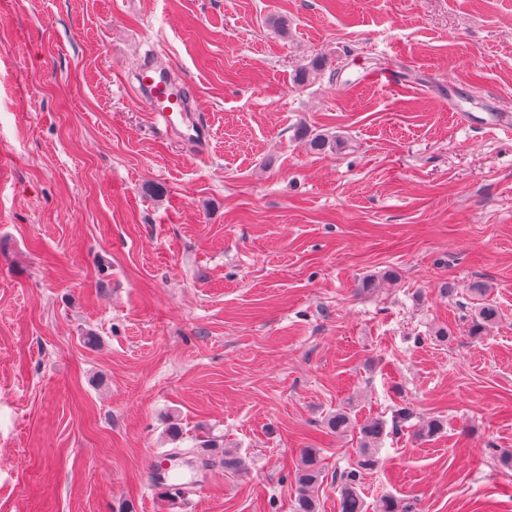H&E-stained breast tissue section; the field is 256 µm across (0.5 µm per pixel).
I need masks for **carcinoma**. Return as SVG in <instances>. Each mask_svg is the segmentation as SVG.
Instances as JSON below:
<instances>
[{
    "label": "carcinoma",
    "instance_id": "1",
    "mask_svg": "<svg viewBox=\"0 0 512 512\" xmlns=\"http://www.w3.org/2000/svg\"><path fill=\"white\" fill-rule=\"evenodd\" d=\"M499 319L498 309L490 304L476 307L471 317V335L478 336ZM384 434L383 423L370 422L362 427L360 447L356 458L349 468L336 475L339 492V512H367L364 500L359 495L358 487L361 474L373 469L377 463V449ZM324 470L317 449L302 450L301 466L296 470V499L294 512H318V488L323 480Z\"/></svg>",
    "mask_w": 512,
    "mask_h": 512
}]
</instances>
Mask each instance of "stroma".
I'll return each instance as SVG.
<instances>
[{"instance_id": "35a3bbf8", "label": "stroma", "mask_w": 512, "mask_h": 512, "mask_svg": "<svg viewBox=\"0 0 512 512\" xmlns=\"http://www.w3.org/2000/svg\"><path fill=\"white\" fill-rule=\"evenodd\" d=\"M146 60L189 96L177 132L133 87ZM502 110L512 0H0V512H293L305 448L338 512L372 419V510L512 512ZM169 453L198 479L174 503ZM498 319L499 311L494 305L486 303L476 307L474 314L471 317V335L479 336L488 327L494 325Z\"/></svg>"}]
</instances>
